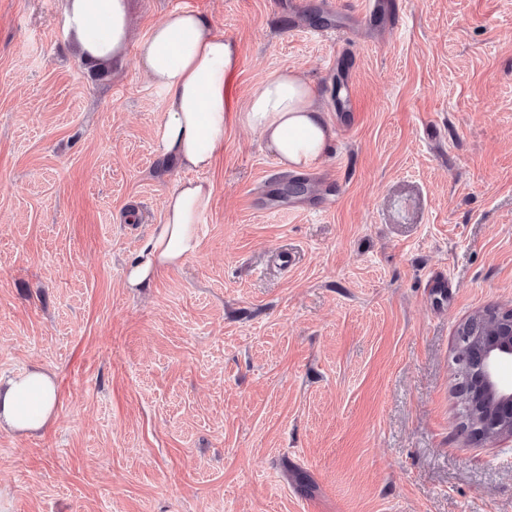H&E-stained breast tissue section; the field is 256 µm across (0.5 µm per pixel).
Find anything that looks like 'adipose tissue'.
<instances>
[{"instance_id":"1","label":"adipose tissue","mask_w":512,"mask_h":512,"mask_svg":"<svg viewBox=\"0 0 512 512\" xmlns=\"http://www.w3.org/2000/svg\"><path fill=\"white\" fill-rule=\"evenodd\" d=\"M60 9L65 31L83 58L105 64L124 52L131 38L130 0H60ZM138 52L150 83L167 102L158 144L182 167L201 172L213 166L224 152V132L233 115L261 134L286 170L315 169L330 152L333 127L314 87L294 72L268 78L243 111L231 112L228 84L238 50L199 13H166L140 41ZM213 197V184L201 179L178 182L168 191L162 224L127 266L130 287H143L199 251L201 220ZM57 401L54 376L47 369L0 376V431L40 432Z\"/></svg>"}]
</instances>
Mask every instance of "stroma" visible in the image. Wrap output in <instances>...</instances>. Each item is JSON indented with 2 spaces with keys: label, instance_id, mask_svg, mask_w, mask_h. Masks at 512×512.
<instances>
[{
  "label": "stroma",
  "instance_id": "35a3bbf8",
  "mask_svg": "<svg viewBox=\"0 0 512 512\" xmlns=\"http://www.w3.org/2000/svg\"><path fill=\"white\" fill-rule=\"evenodd\" d=\"M325 2L134 0L98 77L59 0H0V373L58 389L0 431L6 512H512V439L463 429L454 364L512 309V0ZM178 4L237 44L233 110L291 70L336 138L295 196L229 122L199 252L132 289L193 176L136 48Z\"/></svg>",
  "mask_w": 512,
  "mask_h": 512
}]
</instances>
